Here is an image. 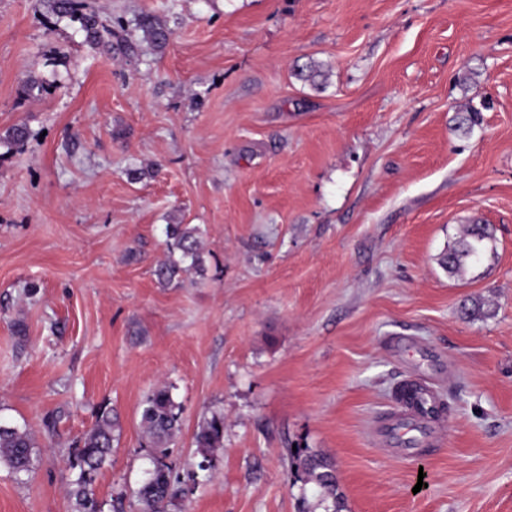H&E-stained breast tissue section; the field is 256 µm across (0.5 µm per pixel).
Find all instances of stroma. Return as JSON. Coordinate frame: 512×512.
Listing matches in <instances>:
<instances>
[{
	"label": "stroma",
	"mask_w": 512,
	"mask_h": 512,
	"mask_svg": "<svg viewBox=\"0 0 512 512\" xmlns=\"http://www.w3.org/2000/svg\"><path fill=\"white\" fill-rule=\"evenodd\" d=\"M82 3L127 51L50 0H0V136L31 133L0 148V418L38 443L31 475L0 465V512H71L68 458L102 405L96 497L139 512L160 384L195 481L167 512L315 505L296 443L334 464L343 512H512V0ZM311 61L322 83L294 76ZM475 221L493 247L451 275L439 258ZM169 224L206 252L166 285ZM405 381L448 408L403 460L380 432ZM52 8L59 16H69L79 20L81 29L85 35V41L90 45H98L106 41L112 48V36L116 34L112 25L102 22L95 14L82 13L78 0H51ZM138 26L158 49L164 48L171 39V30L159 24L150 14L141 16ZM194 443L202 458L198 467L204 469V462L210 463V455L224 446L223 414L212 413L210 417L204 418L198 425Z\"/></svg>",
	"instance_id": "35a3bbf8"
}]
</instances>
